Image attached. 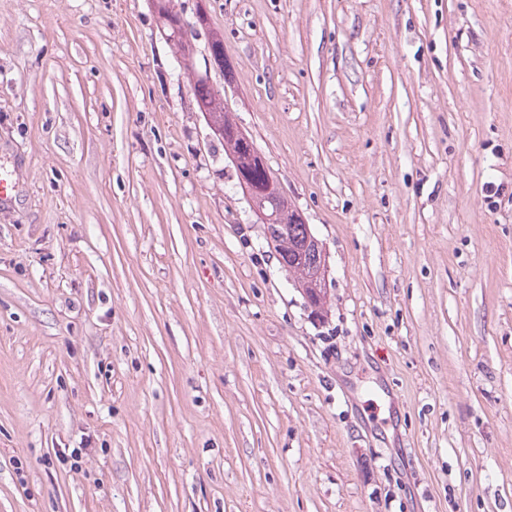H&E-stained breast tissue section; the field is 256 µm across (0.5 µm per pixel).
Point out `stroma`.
<instances>
[{"label": "stroma", "mask_w": 512, "mask_h": 512, "mask_svg": "<svg viewBox=\"0 0 512 512\" xmlns=\"http://www.w3.org/2000/svg\"><path fill=\"white\" fill-rule=\"evenodd\" d=\"M171 7L0 0V512H512V0ZM157 2L154 5L155 11L157 14L164 20V32L167 39L175 46L180 53L184 62L191 59L193 53L192 42L188 38L186 31L183 29L184 20L180 18V24L182 26L176 28L170 24L169 15L172 14V11L169 8V1L167 0H155ZM153 1V2H155ZM193 94L199 111L205 112L213 132L224 140V154L232 164L239 187L250 196L251 185L260 186L269 181L276 185L277 177L267 163L265 166L258 164L257 157L253 154L256 146L252 137L243 133L231 117V113L224 106L223 95L200 76L194 80ZM246 173L251 184L244 185L240 179L241 174ZM274 204H267V207L260 213L262 224L276 225L278 229L277 242L268 231V240L274 246L276 253L280 257L283 266L292 271L298 279H301L305 285L315 282V276L319 270V257L317 250L322 252L321 273L325 284L326 259L325 253L320 243L313 239L309 224H304L294 220V209L288 203V197L285 192L278 193ZM275 244V245H274Z\"/></svg>", "instance_id": "1"}]
</instances>
